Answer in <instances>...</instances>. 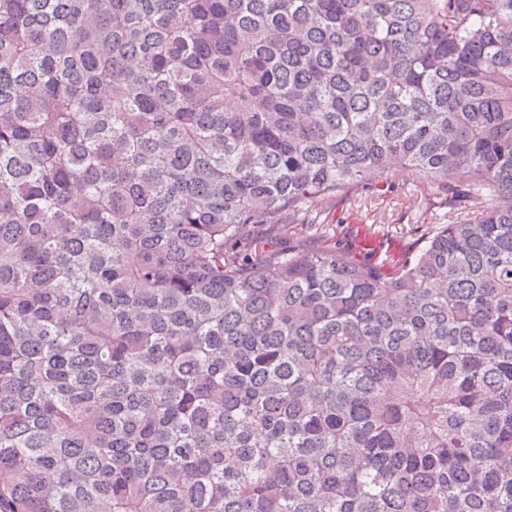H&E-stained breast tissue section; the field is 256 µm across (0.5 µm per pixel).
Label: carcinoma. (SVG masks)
I'll use <instances>...</instances> for the list:
<instances>
[{
	"label": "carcinoma",
	"mask_w": 512,
	"mask_h": 512,
	"mask_svg": "<svg viewBox=\"0 0 512 512\" xmlns=\"http://www.w3.org/2000/svg\"><path fill=\"white\" fill-rule=\"evenodd\" d=\"M0 512H512V0H0ZM324 224H253L257 240L270 250L286 239L300 246H324L363 256L365 234L377 246L372 261L399 259L423 246L439 224H448L446 196L421 189L407 172L399 171L389 187L360 185L349 199L324 203ZM446 215V216H445Z\"/></svg>",
	"instance_id": "obj_1"
}]
</instances>
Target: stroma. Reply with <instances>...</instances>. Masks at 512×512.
<instances>
[{
  "instance_id": "35a3bbf8",
  "label": "stroma",
  "mask_w": 512,
  "mask_h": 512,
  "mask_svg": "<svg viewBox=\"0 0 512 512\" xmlns=\"http://www.w3.org/2000/svg\"><path fill=\"white\" fill-rule=\"evenodd\" d=\"M443 193L421 189L400 171L390 185H361L349 198L326 204L323 224H258L254 230L265 249L289 241L301 246H324L361 252L365 238L376 245L373 261L401 258L423 246L436 228L447 223Z\"/></svg>"
}]
</instances>
